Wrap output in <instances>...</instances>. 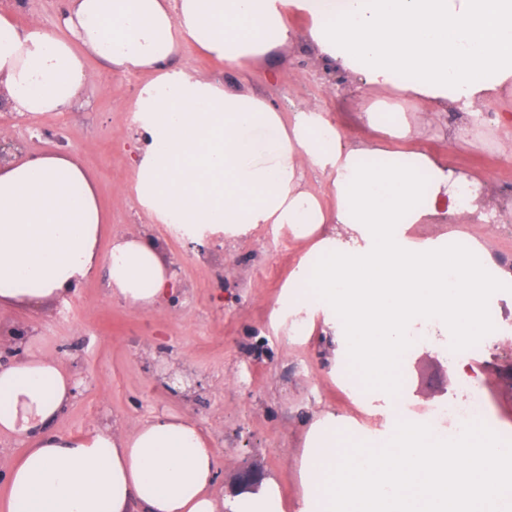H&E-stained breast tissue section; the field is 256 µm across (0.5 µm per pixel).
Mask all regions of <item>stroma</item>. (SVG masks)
I'll return each mask as SVG.
<instances>
[{
    "mask_svg": "<svg viewBox=\"0 0 512 512\" xmlns=\"http://www.w3.org/2000/svg\"><path fill=\"white\" fill-rule=\"evenodd\" d=\"M62 8L63 0H0V13L12 15L18 26L36 23L50 33L58 30ZM290 22L293 42L252 64L248 73L202 55L190 42L182 44L176 65L228 86L246 85L285 113L319 101L342 122L349 140L373 139L374 131L359 114L374 89L342 75L335 92H328L324 63L305 40L306 17L295 12ZM86 65L94 80L76 108L34 115L1 110L0 134L16 139L31 156L75 157L96 182L106 219L102 246L132 233L151 235L163 245L180 286L162 306L135 309L113 295L102 266L53 302L1 309L0 334L12 342L0 346V364L15 362L31 347L56 358L78 381L50 432L77 436L104 422L128 430L154 416L176 414L194 422L211 441L218 488H233L241 471L249 469L257 477L275 478L286 512H301L304 437L311 419L325 411L349 416L365 436L385 431L386 416L378 407L361 412L350 391L331 376V342L291 336L273 323L272 311L304 254L287 228L263 224L234 241L215 227L194 243L139 204L132 162L138 122L131 108L152 75L114 72L93 57ZM447 115V130L428 134L420 148L458 171L489 174V206L512 209V164L497 149L503 131L490 121H476L461 107H450ZM462 125L469 128L467 144H452ZM451 231L460 244L478 242L494 262L512 264V223L493 234L480 223L412 228L418 238ZM498 296L503 301L500 326L508 337L487 348L474 365L481 374L477 391L487 419L511 431L512 288L499 290ZM172 367L189 380L179 394L166 385ZM402 377L396 395L415 414L461 394L443 348L431 343L413 349Z\"/></svg>",
    "mask_w": 512,
    "mask_h": 512,
    "instance_id": "1",
    "label": "stroma"
}]
</instances>
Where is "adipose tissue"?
<instances>
[{"label":"adipose tissue","mask_w":512,"mask_h":512,"mask_svg":"<svg viewBox=\"0 0 512 512\" xmlns=\"http://www.w3.org/2000/svg\"><path fill=\"white\" fill-rule=\"evenodd\" d=\"M310 21L328 73L378 93L361 117L377 139L348 143L317 103L285 115L249 89L174 68L192 40L232 68L288 45L291 12ZM64 36L19 28L0 14V105L13 112L71 107L93 79L92 55L110 69L153 71L133 103L140 123L136 194L161 223L218 224L238 240L262 224L290 229L308 249L276 311L295 335L322 330L336 364L377 383L389 432L355 441L326 412L304 443L303 512H512V487L446 435L421 429L387 378L416 336L456 337L473 327L499 341L483 313L512 269L488 278V253L453 239L416 242L414 224L470 217L482 181L418 146L441 107L492 106L512 130V0H66ZM435 110L410 122L406 103ZM328 182L313 192L307 173ZM96 185L71 156L16 151L0 164V308L38 305L108 268L114 295L138 309L173 289L162 247L144 234L99 243ZM76 389L59 362L28 351L0 366V432L29 441L7 472L8 512H285L275 479L226 496L214 452L194 424L161 414L124 431L97 425L49 433Z\"/></svg>","instance_id":"ef3b65f1"}]
</instances>
